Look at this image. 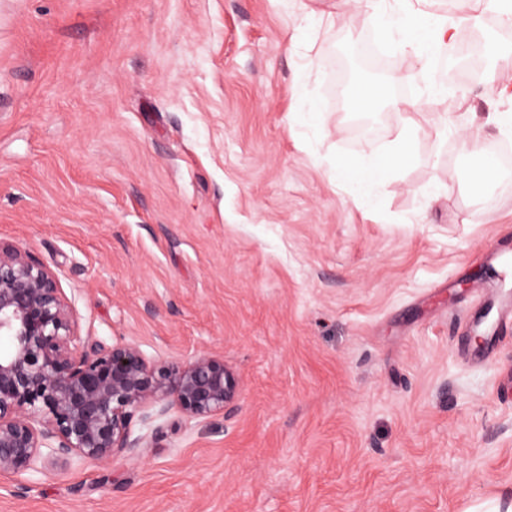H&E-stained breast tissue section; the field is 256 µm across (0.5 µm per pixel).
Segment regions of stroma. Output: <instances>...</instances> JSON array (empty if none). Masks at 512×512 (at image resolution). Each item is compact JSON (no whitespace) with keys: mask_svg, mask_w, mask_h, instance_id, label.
<instances>
[{"mask_svg":"<svg viewBox=\"0 0 512 512\" xmlns=\"http://www.w3.org/2000/svg\"><path fill=\"white\" fill-rule=\"evenodd\" d=\"M362 0H0V240L58 277L80 335L151 361L222 356L223 413L170 409L140 454L0 475V512H465L512 495V327L461 350L488 255L512 241V178L481 193L468 154L508 145L491 92L457 76L424 112H359ZM296 35L288 48L287 35ZM321 130L293 124L297 90ZM474 113L469 152L437 136ZM415 157L360 198L329 165L407 119ZM448 186L431 208L424 191Z\"/></svg>","mask_w":512,"mask_h":512,"instance_id":"35a3bbf8","label":"stroma"}]
</instances>
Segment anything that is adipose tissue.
<instances>
[{
	"mask_svg": "<svg viewBox=\"0 0 512 512\" xmlns=\"http://www.w3.org/2000/svg\"><path fill=\"white\" fill-rule=\"evenodd\" d=\"M430 0H366L374 15L371 46L411 48L423 65L421 78L399 76L382 92L361 88L353 104L368 108L375 99L400 108H419L445 96L451 78L448 52L454 45L459 23L482 28L486 13H496L500 22L512 25V0H456L459 15L447 16L428 11ZM422 128L410 122L395 138L367 155H351L339 162L338 169L358 196L377 202L382 186L395 176L413 156L414 143Z\"/></svg>",
	"mask_w": 512,
	"mask_h": 512,
	"instance_id": "obj_1",
	"label": "adipose tissue"
}]
</instances>
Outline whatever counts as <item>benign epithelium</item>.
I'll return each mask as SVG.
<instances>
[{
    "label": "benign epithelium",
    "mask_w": 512,
    "mask_h": 512,
    "mask_svg": "<svg viewBox=\"0 0 512 512\" xmlns=\"http://www.w3.org/2000/svg\"><path fill=\"white\" fill-rule=\"evenodd\" d=\"M0 474L43 460L110 462L133 453L136 422L177 407L189 418L224 410L235 381L224 358L147 360L133 343L86 344L57 275L20 246L0 241Z\"/></svg>",
    "instance_id": "1"
}]
</instances>
